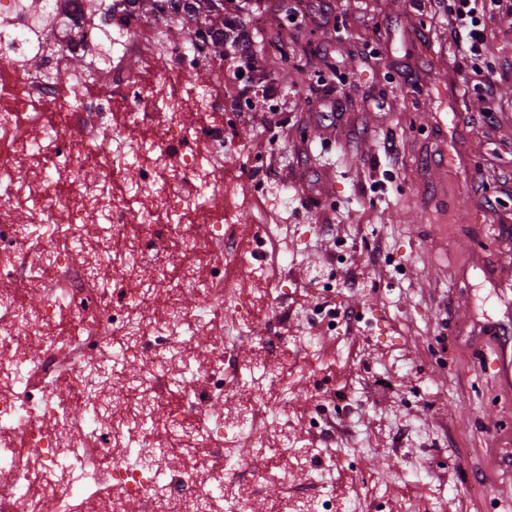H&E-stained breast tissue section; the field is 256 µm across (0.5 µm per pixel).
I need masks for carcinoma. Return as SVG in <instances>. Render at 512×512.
Here are the masks:
<instances>
[{
  "instance_id": "cac0c4a2",
  "label": "carcinoma",
  "mask_w": 512,
  "mask_h": 512,
  "mask_svg": "<svg viewBox=\"0 0 512 512\" xmlns=\"http://www.w3.org/2000/svg\"><path fill=\"white\" fill-rule=\"evenodd\" d=\"M126 3L147 19L160 16L163 21L176 24L195 22L199 32L209 37L210 48L220 54L228 44L241 53L248 50V43L231 41L227 35L230 25L226 4L235 5L239 11L242 6L236 0H126Z\"/></svg>"
}]
</instances>
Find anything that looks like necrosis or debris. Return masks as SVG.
Returning a JSON list of instances; mask_svg holds the SVG:
<instances>
[{"mask_svg": "<svg viewBox=\"0 0 512 512\" xmlns=\"http://www.w3.org/2000/svg\"><path fill=\"white\" fill-rule=\"evenodd\" d=\"M48 8L50 18L41 26L34 0H0V351L12 355L10 362H0V512H69L76 501L83 512H214L197 477L195 451L211 449L215 463L223 462L225 448L215 437L224 422L211 417L209 406L248 366L225 355L227 339L220 330L212 338L214 360L190 372L177 368L164 385L107 370L102 355L118 336L136 356L185 348L177 325L204 329L214 313L207 302L196 309L181 306L185 286L196 282L207 291L221 285L226 310L243 313L241 287L248 272L238 219L221 205L239 178L230 164L220 172L205 169L200 156L240 146L232 115L244 106L238 100L186 97L174 84L149 92L134 80L126 64L150 50L136 32L152 27V20L124 24L113 16L112 0H49ZM103 38L109 44L106 65L78 71L74 63L86 57V45ZM208 45V37L191 30L168 41L166 52L183 74L201 67L221 70ZM35 52L44 62L32 70L22 59ZM158 100L167 120L151 155L132 164L100 151L99 130L111 129L118 117L128 125L152 122ZM190 109L226 110L230 117L187 128L182 117ZM131 169L141 189L167 184L155 207L156 224L180 242L177 254L164 253L155 225L139 224L137 198L123 189ZM20 172L25 179L19 184ZM195 177L213 181L214 193L204 200L186 193L172 198L171 188ZM178 209L183 216L172 221ZM21 217L69 237L106 220L110 243L123 246L115 281L124 304L87 286L84 269L91 259L50 250L39 234L18 237ZM149 250L162 254L157 281L168 300L159 312L154 289L139 278ZM32 291L41 303L28 309L22 300ZM94 373L125 383L127 395L103 397L89 383ZM174 388L182 392L186 430H140V420ZM133 436L142 457L138 463L123 451Z\"/></svg>", "mask_w": 512, "mask_h": 512, "instance_id": "1", "label": "necrosis or debris"}]
</instances>
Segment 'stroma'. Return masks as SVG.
<instances>
[{
    "instance_id": "obj_1",
    "label": "stroma",
    "mask_w": 512,
    "mask_h": 512,
    "mask_svg": "<svg viewBox=\"0 0 512 512\" xmlns=\"http://www.w3.org/2000/svg\"><path fill=\"white\" fill-rule=\"evenodd\" d=\"M306 2L292 23L296 0H247L252 52L224 54L225 86L249 101L240 185L264 172L288 199L237 200L277 236L280 281L231 348L272 374L235 390L261 395L271 449L261 483L236 491L257 512H490L512 496V385L479 376L474 353L486 326L512 339V0L485 12L475 63L451 42L452 0ZM128 71L187 95L215 84L173 77L160 52ZM323 305L335 328L312 316ZM283 309L291 336L319 338L306 363L295 343L265 345Z\"/></svg>"
}]
</instances>
